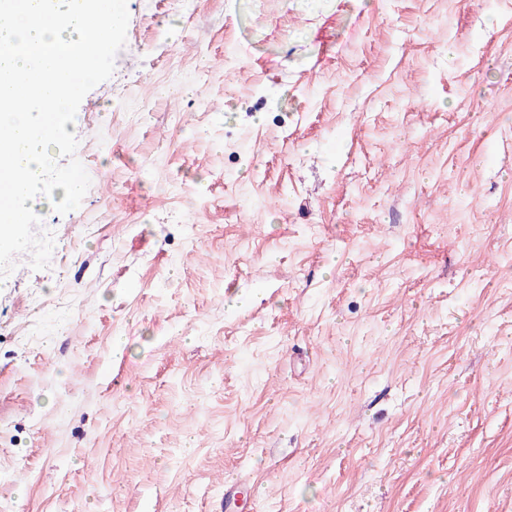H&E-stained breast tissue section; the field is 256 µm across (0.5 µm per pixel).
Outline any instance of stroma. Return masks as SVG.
Wrapping results in <instances>:
<instances>
[{
    "instance_id": "35a3bbf8",
    "label": "stroma",
    "mask_w": 512,
    "mask_h": 512,
    "mask_svg": "<svg viewBox=\"0 0 512 512\" xmlns=\"http://www.w3.org/2000/svg\"><path fill=\"white\" fill-rule=\"evenodd\" d=\"M127 7L0 289V512H512V0Z\"/></svg>"
}]
</instances>
